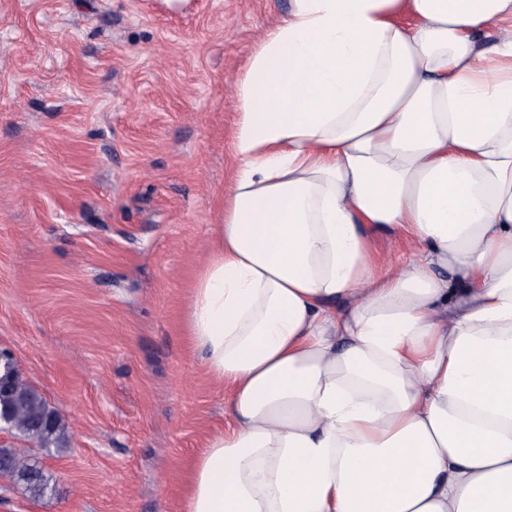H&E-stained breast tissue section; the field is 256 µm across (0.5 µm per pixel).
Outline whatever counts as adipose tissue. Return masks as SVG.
<instances>
[{
	"label": "adipose tissue",
	"mask_w": 512,
	"mask_h": 512,
	"mask_svg": "<svg viewBox=\"0 0 512 512\" xmlns=\"http://www.w3.org/2000/svg\"><path fill=\"white\" fill-rule=\"evenodd\" d=\"M235 109L183 512H512V0H291ZM372 240L373 255L379 260L403 262L410 255V246L401 234L375 232Z\"/></svg>",
	"instance_id": "obj_1"
}]
</instances>
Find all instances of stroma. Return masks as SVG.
I'll return each instance as SVG.
<instances>
[{
    "label": "stroma",
    "instance_id": "1",
    "mask_svg": "<svg viewBox=\"0 0 512 512\" xmlns=\"http://www.w3.org/2000/svg\"><path fill=\"white\" fill-rule=\"evenodd\" d=\"M289 0H0V350L68 446L0 512H181L230 422L185 311L230 184L235 82Z\"/></svg>",
    "mask_w": 512,
    "mask_h": 512
}]
</instances>
